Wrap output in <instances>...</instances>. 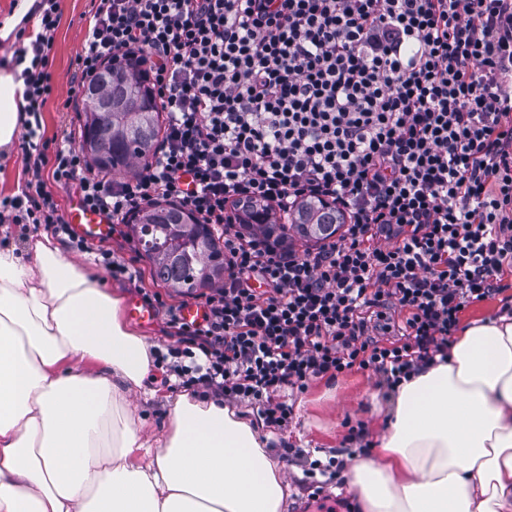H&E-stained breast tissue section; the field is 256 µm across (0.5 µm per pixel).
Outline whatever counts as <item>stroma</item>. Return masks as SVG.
I'll return each instance as SVG.
<instances>
[{
  "instance_id": "35a3bbf8",
  "label": "stroma",
  "mask_w": 512,
  "mask_h": 512,
  "mask_svg": "<svg viewBox=\"0 0 512 512\" xmlns=\"http://www.w3.org/2000/svg\"><path fill=\"white\" fill-rule=\"evenodd\" d=\"M60 23L55 36V48L50 59L54 92L43 112L40 133L47 143L61 140L65 134L80 135L84 120V106L72 81L76 60L83 49L86 31L92 15L90 0H58ZM95 246L109 249L125 260L136 271L135 280L116 279L95 261L93 255L68 251L67 256L78 267L90 271L116 291L123 303L158 293L167 305L186 307L200 302L199 291L176 292L155 283L150 275L149 262L137 244L129 226L109 227L96 238ZM381 377L371 371L352 370L334 378L314 380L308 390L295 402L294 414L286 429L277 432L271 456L278 460L288 479L291 495L288 512H355L356 502L346 479L340 478L316 488L307 474L310 461L328 462L336 459L350 465L353 458L375 457L372 448L387 411L388 401L379 386ZM150 387L159 391L157 399L149 401L144 416L145 428L160 433L167 421L164 402L183 393L184 385L169 376L165 367H157ZM361 429V438H353V429ZM298 448L302 454L292 461H284L286 449Z\"/></svg>"
}]
</instances>
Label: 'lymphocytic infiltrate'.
I'll list each match as a JSON object with an SVG mask.
<instances>
[{
  "instance_id": "lymphocytic-infiltrate-1",
  "label": "lymphocytic infiltrate",
  "mask_w": 512,
  "mask_h": 512,
  "mask_svg": "<svg viewBox=\"0 0 512 512\" xmlns=\"http://www.w3.org/2000/svg\"><path fill=\"white\" fill-rule=\"evenodd\" d=\"M20 57L26 112L54 91L58 0ZM81 79L137 48L168 113L132 177L92 172L72 139L26 154L31 188L0 199L1 224H42L89 252L42 179L78 183L83 203L119 221L173 199L224 237L225 274L202 320L160 296L177 337L168 372L287 428L277 398L358 368L388 392L447 355L460 313L499 293L512 267V0H93ZM265 221L303 199L350 222L301 254L244 236L227 205ZM403 314L387 340L388 311Z\"/></svg>"
}]
</instances>
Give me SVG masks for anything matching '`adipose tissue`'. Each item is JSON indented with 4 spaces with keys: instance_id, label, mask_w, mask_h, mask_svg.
<instances>
[{
    "instance_id": "1",
    "label": "adipose tissue",
    "mask_w": 512,
    "mask_h": 512,
    "mask_svg": "<svg viewBox=\"0 0 512 512\" xmlns=\"http://www.w3.org/2000/svg\"><path fill=\"white\" fill-rule=\"evenodd\" d=\"M21 73L0 67V152ZM151 370L120 297L50 237L1 245L0 512H287L270 434L222 401L180 394L161 435L141 431ZM377 448L348 472L361 512H512V314L468 320L400 384Z\"/></svg>"
}]
</instances>
